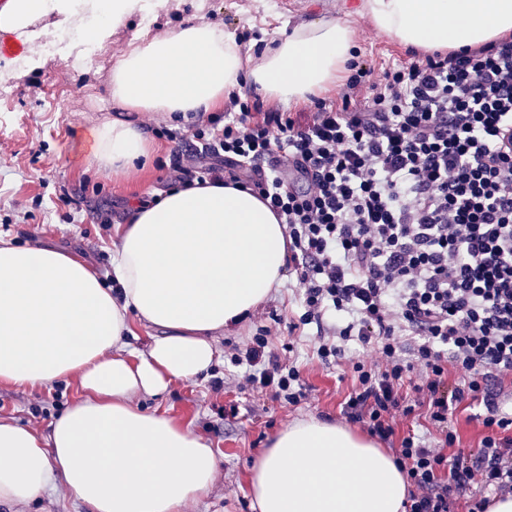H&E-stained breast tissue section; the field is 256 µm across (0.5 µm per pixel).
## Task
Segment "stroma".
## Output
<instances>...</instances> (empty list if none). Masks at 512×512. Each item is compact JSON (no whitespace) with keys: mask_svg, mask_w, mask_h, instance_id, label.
<instances>
[{"mask_svg":"<svg viewBox=\"0 0 512 512\" xmlns=\"http://www.w3.org/2000/svg\"><path fill=\"white\" fill-rule=\"evenodd\" d=\"M353 0H169L165 10L128 17L112 33V45L91 70L67 68L55 58L11 74L12 51L0 53V236L19 245H53L87 262L105 280L112 277L116 225L129 207L169 188L174 141L157 132L156 160L135 180L115 182L89 171L94 127L110 116L106 88L119 51L143 28L160 33L190 19L223 22L226 30L250 33L243 50L254 53L259 41H271L289 27L316 18L351 23L358 31L362 59L376 70L411 57L397 39L376 34L354 14ZM301 312L300 284L286 274L246 321L219 338V360L206 377L172 386L164 401L138 396L140 407L162 408L188 422L208 439L219 468L209 493L190 503L187 512H253L252 466L270 439L285 426L309 418L347 424L341 404L353 384L355 362L371 359L369 348L344 344L336 364L326 366L315 353V339L294 330ZM266 336L282 363H296L305 396L291 404L273 399L269 390L247 380L235 356ZM73 385L51 390L0 385V420L45 430L52 417L76 397Z\"/></svg>","mask_w":512,"mask_h":512,"instance_id":"obj_1","label":"stroma"}]
</instances>
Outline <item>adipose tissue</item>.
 <instances>
[{
  "mask_svg": "<svg viewBox=\"0 0 512 512\" xmlns=\"http://www.w3.org/2000/svg\"><path fill=\"white\" fill-rule=\"evenodd\" d=\"M144 0H0V38L27 64L41 41L84 17L106 47ZM378 33L425 51H456L512 33V0H359ZM348 22L312 20L245 57L222 23L199 19L123 49L107 86L115 117L94 130L90 167L131 180L156 145L146 119L191 124L220 112L248 83L286 103L334 86L352 57ZM112 280L52 246L0 237V384L52 389L77 381L75 401L47 431L0 421V504L62 483L85 512H184L211 488L218 459L190 425L137 396L208 374L219 337L283 278L285 226L251 190L224 180L179 184L132 205L115 228ZM154 329L146 349L133 323ZM256 512H404L408 481L393 455L363 435L311 418L281 429L252 469Z\"/></svg>",
  "mask_w": 512,
  "mask_h": 512,
  "instance_id": "obj_1",
  "label": "adipose tissue"
}]
</instances>
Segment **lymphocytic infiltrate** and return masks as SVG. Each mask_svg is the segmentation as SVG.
<instances>
[{
    "label": "lymphocytic infiltrate",
    "instance_id": "f902f5d3",
    "mask_svg": "<svg viewBox=\"0 0 512 512\" xmlns=\"http://www.w3.org/2000/svg\"><path fill=\"white\" fill-rule=\"evenodd\" d=\"M348 68L336 99L296 116L230 92L223 115H198L170 179L226 177L268 202L318 359L350 340L377 356L353 366L351 421L386 442L392 410L425 411L443 449L401 439L405 512H485L489 496H512V411L499 403L512 381V35ZM234 363L273 398L304 395L265 337ZM464 403L482 406L489 434L448 456Z\"/></svg>",
    "mask_w": 512,
    "mask_h": 512
}]
</instances>
